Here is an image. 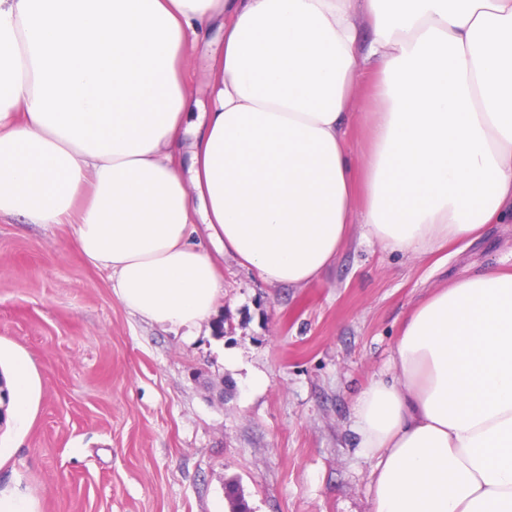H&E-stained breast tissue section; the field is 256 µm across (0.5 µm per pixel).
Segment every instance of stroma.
<instances>
[{"label":"stroma","instance_id":"1","mask_svg":"<svg viewBox=\"0 0 512 512\" xmlns=\"http://www.w3.org/2000/svg\"><path fill=\"white\" fill-rule=\"evenodd\" d=\"M377 80L352 93L354 156L368 147ZM224 297L197 335L131 313L66 224L0 220V375L28 361L30 420L0 427V497L32 512H370L372 461L352 406L387 374L403 321L432 290L512 269V223L409 256L352 231L303 286L219 259Z\"/></svg>","mask_w":512,"mask_h":512}]
</instances>
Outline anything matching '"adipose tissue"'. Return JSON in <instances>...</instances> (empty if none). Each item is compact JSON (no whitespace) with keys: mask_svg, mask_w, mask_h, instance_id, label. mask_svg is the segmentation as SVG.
I'll return each instance as SVG.
<instances>
[{"mask_svg":"<svg viewBox=\"0 0 512 512\" xmlns=\"http://www.w3.org/2000/svg\"><path fill=\"white\" fill-rule=\"evenodd\" d=\"M1 217L70 225L126 308L188 335L222 294L210 245L302 286L356 223L404 255L475 238L512 221V0H0ZM391 368L353 405L371 512H512V272L428 294ZM220 35L217 29L209 31L205 37H201L194 51L193 64L188 78L189 89L192 96L200 101L208 99L209 87L203 80V76L211 66L212 56L217 47L214 41ZM376 105L377 78L371 77L355 88L350 100V112H355L356 118L349 130L348 142L355 158L362 156L368 147L366 118Z\"/></svg>","mask_w":512,"mask_h":512,"instance_id":"obj_1","label":"adipose tissue"}]
</instances>
